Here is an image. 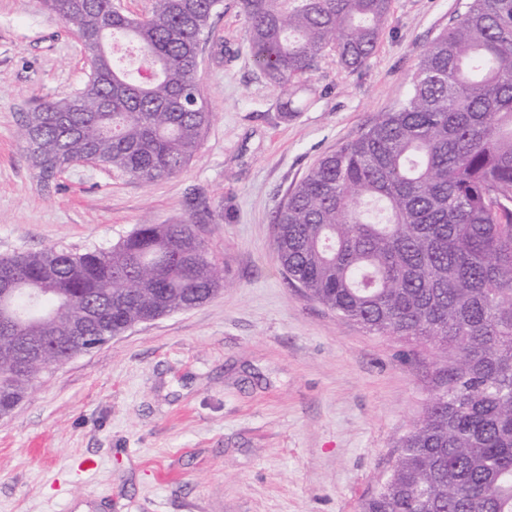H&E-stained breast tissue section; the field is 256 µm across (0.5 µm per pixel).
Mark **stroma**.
Wrapping results in <instances>:
<instances>
[{
	"instance_id": "1",
	"label": "stroma",
	"mask_w": 512,
	"mask_h": 512,
	"mask_svg": "<svg viewBox=\"0 0 512 512\" xmlns=\"http://www.w3.org/2000/svg\"><path fill=\"white\" fill-rule=\"evenodd\" d=\"M466 0H391L355 71L323 57L297 112L246 52L238 0L212 19L195 82L212 120L179 175L80 163L46 191L18 130L89 73L41 0H0V255L107 248L195 221L222 262L208 302L138 324L51 370L0 418V512H360L432 393L433 351L365 332L288 284L272 216L317 162L403 102Z\"/></svg>"
}]
</instances>
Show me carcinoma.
<instances>
[{
    "label": "carcinoma",
    "instance_id": "obj_1",
    "mask_svg": "<svg viewBox=\"0 0 512 512\" xmlns=\"http://www.w3.org/2000/svg\"><path fill=\"white\" fill-rule=\"evenodd\" d=\"M77 31L137 48L25 115L19 139L48 189L84 161L143 183L182 172L211 122L194 74L223 0H154L139 19L109 0H42ZM391 0H239L254 66L297 111L301 79L336 53H375ZM288 283L366 332L436 350L435 392L362 512H512V0H468L420 55L408 98L322 159L275 212ZM0 397L127 327L224 288L195 224H140L104 249L0 256ZM42 302L26 306L23 290ZM134 45L126 41L124 38L117 37L112 39L111 48H112V56L114 60L118 63L119 59L124 63H120L122 65L137 68L141 66V59L136 50L134 49Z\"/></svg>",
    "mask_w": 512,
    "mask_h": 512
}]
</instances>
